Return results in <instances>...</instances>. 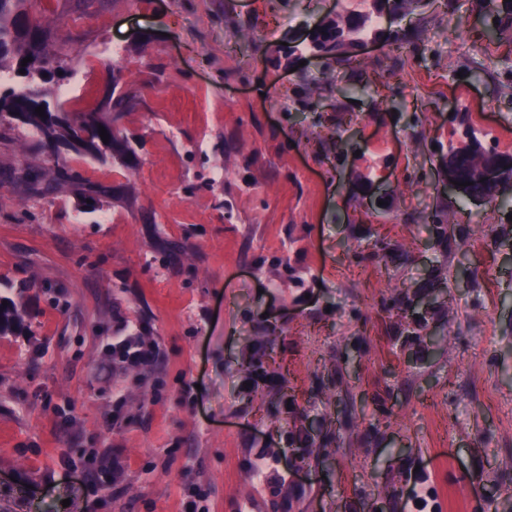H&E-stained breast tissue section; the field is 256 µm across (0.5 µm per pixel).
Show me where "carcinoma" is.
Segmentation results:
<instances>
[{
	"label": "carcinoma",
	"instance_id": "cac0c4a2",
	"mask_svg": "<svg viewBox=\"0 0 512 512\" xmlns=\"http://www.w3.org/2000/svg\"><path fill=\"white\" fill-rule=\"evenodd\" d=\"M31 0H0V73L12 76L20 75L32 78L37 74L35 64L43 59V48L49 38L26 24L28 8ZM421 0H372L376 16H381L385 9L394 12L405 11ZM484 11L486 36L493 40L506 30L512 29V0H477ZM377 25L373 17L362 14H351L340 21L335 19L314 32L308 50L323 60L326 66L333 64H349L352 61L350 49L369 35H378ZM31 62L22 64L24 58ZM33 90L30 86L12 83L0 90V121L4 117H14L22 112L23 125L32 129L36 136L38 150H45L42 133L47 132L59 141L64 148L78 157L105 163L118 160L128 167L137 165V154L131 147L126 134L118 127L117 120L130 101L125 95H114L107 90L100 105L89 112H68L60 107H51L44 99L45 116L35 113L36 103L32 99ZM451 130L448 138V149L442 162L455 165L463 174L469 186L465 187L461 196L464 198L481 196L487 202L503 201L508 198L512 187V153L499 149L498 141L481 134L474 125L472 114L466 107L457 106L450 115ZM104 127L109 134V141L103 142L99 135V127ZM495 163L503 172L502 186L487 185L472 178L471 173L479 166ZM72 179L66 172L55 178H45L41 173L25 170L16 180L25 186L28 192L39 196L55 192L60 182ZM109 185L88 182L81 193L80 205L83 208H96L101 199L112 197ZM435 245L445 254L452 252L456 239L444 224L439 215L432 217L429 225ZM369 257L378 261L396 258L395 246L383 240H377L372 246ZM448 269L440 264L432 267L428 275L421 279L413 292L404 291L393 299L392 304L385 306L387 312L397 310L398 322L393 326L391 340L393 345L408 352L411 358H418L423 349L432 341L431 324L442 318V307L437 305V291L447 284ZM0 296V336H16L29 329L23 312L15 302L1 305ZM250 349L249 362L245 369L242 383L248 384L246 390L251 391L259 386L270 393L285 395V378L281 374L271 372L265 365L268 341L257 340L248 344ZM318 388L336 390L337 403L342 408L336 412V447L344 444V433L353 428V422L347 404L345 370L336 364L334 373L317 378ZM288 415L293 420V427L288 430V446L296 448V460L303 463L315 448H324L329 444L328 434L316 433L313 428L306 427L308 415L305 410L290 400L287 405Z\"/></svg>",
	"mask_w": 512,
	"mask_h": 512
}]
</instances>
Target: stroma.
Returning <instances> with one entry per match:
<instances>
[{
  "instance_id": "stroma-1",
  "label": "stroma",
  "mask_w": 512,
  "mask_h": 512,
  "mask_svg": "<svg viewBox=\"0 0 512 512\" xmlns=\"http://www.w3.org/2000/svg\"><path fill=\"white\" fill-rule=\"evenodd\" d=\"M473 7L388 15L356 64L294 69L280 44L360 0H34L66 72L33 87L69 111L115 81L138 90L120 124L139 164L51 157L0 125V174L75 177L47 197L0 183V291L30 316L0 336V512H363L388 497L393 512H512V247L484 239L512 206L439 190L456 104L512 150V33L486 41ZM404 32L421 51L402 60ZM358 79L359 102L339 96ZM83 182L115 193L81 211ZM437 211L465 270L439 296L444 341L420 366L393 351L381 302L439 260ZM358 224L407 260H354L371 239ZM136 334L149 362L112 352ZM358 334L357 427L271 510L247 463L272 447L287 474L288 415L240 390L246 344L271 337L269 370L332 421L336 395L316 378Z\"/></svg>"
}]
</instances>
